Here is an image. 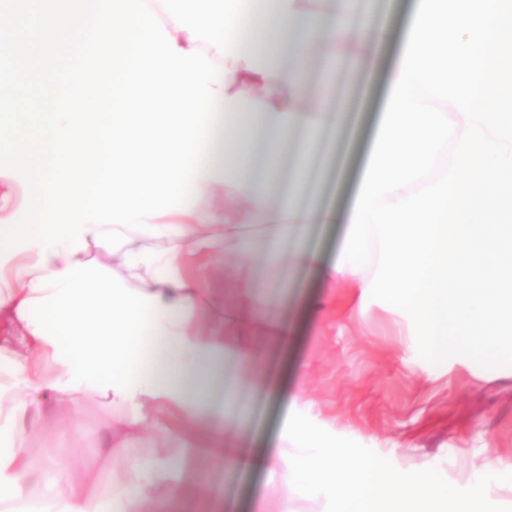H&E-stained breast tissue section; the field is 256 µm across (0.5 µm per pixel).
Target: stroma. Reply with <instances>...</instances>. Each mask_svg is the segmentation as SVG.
Wrapping results in <instances>:
<instances>
[{"mask_svg": "<svg viewBox=\"0 0 512 512\" xmlns=\"http://www.w3.org/2000/svg\"><path fill=\"white\" fill-rule=\"evenodd\" d=\"M304 77L312 89L325 80L344 88L343 64L327 65L318 46L301 49ZM240 259L228 251L218 266L222 277L210 280L209 312L225 332L251 345L260 368L270 370L276 387L258 383L242 391L248 415L235 426L237 443L252 458L250 466L228 469L221 457L199 463L184 446L159 448L156 425L129 436L132 456L150 463L159 458L183 462L188 476L181 482L172 512H210L222 498L224 512H318L319 502L292 500L281 505L271 492L277 481L257 462L282 430L287 396L304 390L312 413L336 432V445L351 449L354 459H379L393 474L409 479L429 474L447 482L450 493H465L481 474L486 453L502 469L512 470V361L495 356L481 360L448 347L427 360L414 346L407 325L385 308L372 306L349 317L351 290L346 284L325 287L317 271L296 262L265 264L255 253L247 275L267 296L268 321L246 320L235 292L233 272ZM290 329L288 348H280L273 324ZM110 416L106 399L86 392L77 396L60 426H74L68 456L60 469L99 466Z\"/></svg>", "mask_w": 512, "mask_h": 512, "instance_id": "stroma-1", "label": "stroma"}]
</instances>
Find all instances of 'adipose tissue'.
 Returning <instances> with one entry per match:
<instances>
[{
  "label": "adipose tissue",
  "instance_id": "1",
  "mask_svg": "<svg viewBox=\"0 0 512 512\" xmlns=\"http://www.w3.org/2000/svg\"><path fill=\"white\" fill-rule=\"evenodd\" d=\"M176 45L202 50L223 69L224 146L196 178L197 200L151 218L158 244L117 224L94 226L86 243L111 244L115 266L60 248L21 264L0 265V512H92L91 484L107 485L105 512H166L183 467L164 459L136 466L122 441L133 429L166 421V443L199 440L196 455L223 447L219 419L233 420L244 372L256 360L206 308L203 277L188 273L234 245L249 258L242 227L267 235L265 255L317 267L326 287L347 280L353 308L383 303L411 329L422 353L456 346L473 359H512V0H413L387 69L356 187L342 210L311 212L276 193L282 176L300 184L320 135L343 132L344 107L332 94L308 105L309 88L292 51L319 43L351 77L371 73L369 46L387 37L368 0H275L276 45L258 47L247 32L246 0H146ZM258 131L240 129L241 118ZM261 140L264 151L253 148ZM290 168H283V158ZM339 224L335 256L323 260L301 230ZM109 398V463L92 477L61 475L48 495L29 492L32 477L65 455L64 441L29 453L26 434L46 403L67 411L74 394ZM304 393L263 465L278 476L282 500L319 498L321 512H478L483 483L449 497L429 475L403 480L372 459L354 462L335 430L305 414ZM139 467L135 484L120 469Z\"/></svg>",
  "mask_w": 512,
  "mask_h": 512
}]
</instances>
